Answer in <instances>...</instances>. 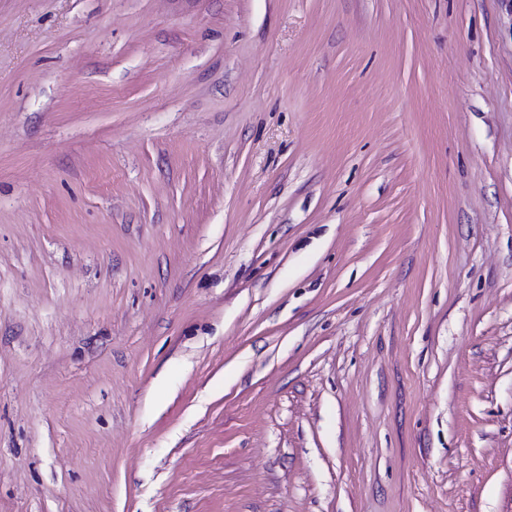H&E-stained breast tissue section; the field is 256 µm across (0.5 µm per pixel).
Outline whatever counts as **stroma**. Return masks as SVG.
<instances>
[{
	"label": "stroma",
	"instance_id": "1",
	"mask_svg": "<svg viewBox=\"0 0 512 512\" xmlns=\"http://www.w3.org/2000/svg\"><path fill=\"white\" fill-rule=\"evenodd\" d=\"M0 512H512V0H0Z\"/></svg>",
	"mask_w": 512,
	"mask_h": 512
}]
</instances>
